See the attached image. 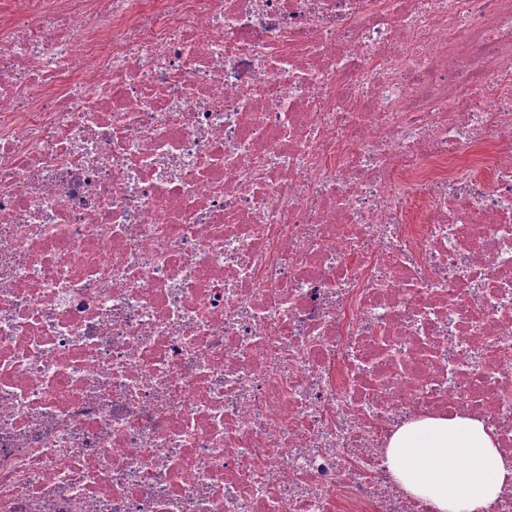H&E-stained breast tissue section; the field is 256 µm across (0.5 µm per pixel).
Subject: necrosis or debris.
<instances>
[{"label": "necrosis or debris", "mask_w": 512, "mask_h": 512, "mask_svg": "<svg viewBox=\"0 0 512 512\" xmlns=\"http://www.w3.org/2000/svg\"><path fill=\"white\" fill-rule=\"evenodd\" d=\"M457 415L512 458V0H0V512H428Z\"/></svg>", "instance_id": "4bbe7bcc"}]
</instances>
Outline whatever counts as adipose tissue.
<instances>
[{
	"label": "adipose tissue",
	"instance_id": "ef3b65f1",
	"mask_svg": "<svg viewBox=\"0 0 512 512\" xmlns=\"http://www.w3.org/2000/svg\"><path fill=\"white\" fill-rule=\"evenodd\" d=\"M388 459L400 488L432 512H489L512 478L493 435L470 417L406 422L390 439Z\"/></svg>",
	"mask_w": 512,
	"mask_h": 512
}]
</instances>
